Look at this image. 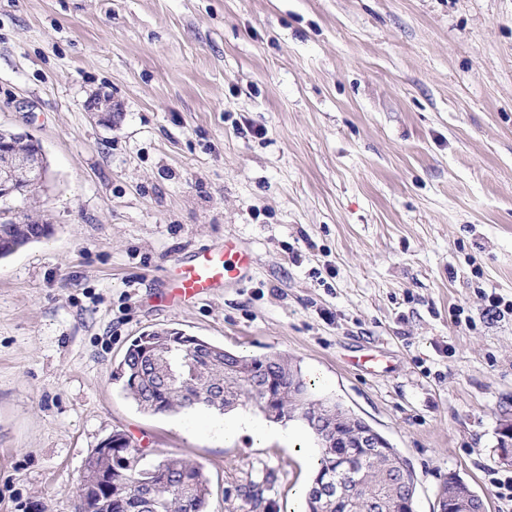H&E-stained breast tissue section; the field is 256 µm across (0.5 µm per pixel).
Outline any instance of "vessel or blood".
Segmentation results:
<instances>
[{
    "label": "vessel or blood",
    "instance_id": "1",
    "mask_svg": "<svg viewBox=\"0 0 512 512\" xmlns=\"http://www.w3.org/2000/svg\"><path fill=\"white\" fill-rule=\"evenodd\" d=\"M251 257L233 240L204 246L186 257L173 260L165 272L168 292L165 303L177 304L213 294L232 277L245 276Z\"/></svg>",
    "mask_w": 512,
    "mask_h": 512
}]
</instances>
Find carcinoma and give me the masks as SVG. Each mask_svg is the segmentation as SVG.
Instances as JSON below:
<instances>
[{
  "label": "carcinoma",
  "instance_id": "1",
  "mask_svg": "<svg viewBox=\"0 0 512 512\" xmlns=\"http://www.w3.org/2000/svg\"><path fill=\"white\" fill-rule=\"evenodd\" d=\"M52 225L33 218L27 224L0 223V259L29 244L49 238ZM112 379L145 412L157 415L203 406L220 414L252 406L274 423L288 408L291 420L304 424L318 450L317 474L307 497L308 512H400L396 490L388 482L390 467L406 464L395 448H327L319 434L338 424L349 441L370 427L339 403L316 398L298 368L286 356L248 357L234 354L197 336L176 329L143 332L132 340L112 370ZM341 421H336V418ZM147 453L121 431L112 433V462L94 449L86 461H96L94 483L77 484L85 494L87 512H207L210 480L203 467L175 455L146 461ZM357 466L358 484H344L322 496L318 484ZM112 485L107 495L102 485Z\"/></svg>",
  "mask_w": 512,
  "mask_h": 512
}]
</instances>
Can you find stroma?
<instances>
[{"instance_id":"1","label":"stroma","mask_w":512,"mask_h":512,"mask_svg":"<svg viewBox=\"0 0 512 512\" xmlns=\"http://www.w3.org/2000/svg\"><path fill=\"white\" fill-rule=\"evenodd\" d=\"M0 128L40 142L54 228L0 260V512H75L116 430L200 463L208 512H305L301 422L227 436L113 380L172 328L296 362L409 463L415 512L451 475L512 512V0H0ZM228 236L246 278L159 303Z\"/></svg>"}]
</instances>
